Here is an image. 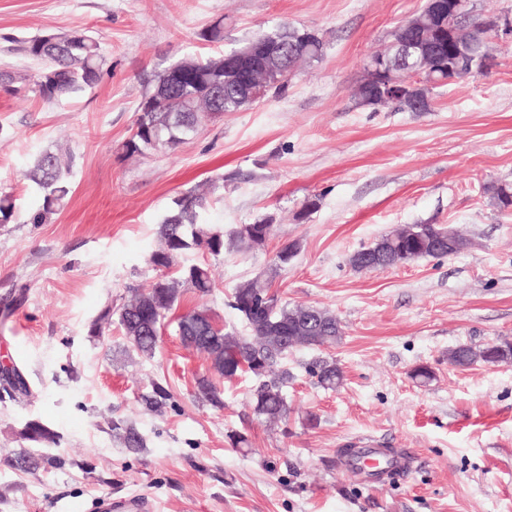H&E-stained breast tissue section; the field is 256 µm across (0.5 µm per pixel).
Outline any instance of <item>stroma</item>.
Instances as JSON below:
<instances>
[{
  "instance_id": "stroma-1",
  "label": "stroma",
  "mask_w": 512,
  "mask_h": 512,
  "mask_svg": "<svg viewBox=\"0 0 512 512\" xmlns=\"http://www.w3.org/2000/svg\"><path fill=\"white\" fill-rule=\"evenodd\" d=\"M424 0H0V70H35L19 41L85 29L105 58L92 89L46 102L0 92V194L18 221L0 224V369L18 367L32 391L20 404L0 393V512H68L107 494L148 498L153 512H512V362L449 364L461 344L512 340V209L493 189L512 183V44L492 66L430 89L431 107L408 112L358 106L364 66ZM224 21V41L200 31ZM278 24L314 30L325 54L290 75L279 94L207 122L171 152L120 159L136 109L156 72L187 54L241 46ZM70 147L73 194L45 224L22 218L40 191L23 173L38 150ZM223 179L203 213L220 225L269 216L264 246L206 263L215 289L185 293L178 312L208 308L227 328L247 326L230 306L235 286L262 274L286 244L300 248L270 289L340 320L343 336L318 354L345 381L320 387L289 353L287 424L253 413L243 375L216 378L223 410L195 397L210 375L168 321L153 357L139 355L119 324L89 327L126 287L151 288L147 258L174 198ZM317 206L303 212L306 199ZM441 224L471 245L444 258L354 270L353 253L396 228ZM428 366L433 379L413 373ZM167 384L163 413L145 410L151 381ZM37 419L58 444L32 446L71 466L30 474L4 465ZM144 438L131 452L111 420ZM244 444L234 445L235 435ZM374 442L403 454L396 475H359L342 448Z\"/></svg>"
}]
</instances>
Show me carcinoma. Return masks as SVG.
<instances>
[{
    "label": "carcinoma",
    "instance_id": "obj_1",
    "mask_svg": "<svg viewBox=\"0 0 512 512\" xmlns=\"http://www.w3.org/2000/svg\"><path fill=\"white\" fill-rule=\"evenodd\" d=\"M202 39L211 43L224 41V20L220 19L201 32ZM68 46L54 54H47L34 37L19 42L17 51L42 63L35 71H0V90L17 93L29 89L42 100L52 102L70 97L94 87L101 79L105 63L99 42L83 30L66 34ZM493 46L479 40L457 61L459 70L469 71L479 58ZM183 73L198 80L195 93L186 94L170 83L167 71L155 75L152 88L146 92L137 110L133 132L123 142L121 150L126 158L143 156L157 150H175L188 136L197 132L204 121L217 119L226 112H237L249 102L226 93L224 105L216 107L208 92L209 79H224V54L202 58L185 55L179 60ZM71 154L59 147L39 150L24 177L42 192L37 210L28 214L25 223L45 224L58 214L72 195L69 179ZM206 194L189 192L175 201L165 214L159 228L162 245L148 258L149 264L160 274L152 288L141 291L127 288L128 297L119 307L118 319L128 343L141 355H154L162 326L169 313L180 302L184 292L209 295L214 280L206 264H185L184 255L207 247L213 257L224 254V248L250 250L259 248L273 235L274 224L263 218L253 224H238L229 230L209 224L202 218ZM17 218L12 196L0 195V224H10ZM444 227L437 224H413L411 231L400 230L382 236L394 239L396 249L390 252L389 265L395 266L437 253L425 248L442 234ZM297 253L294 243L284 245L268 267L269 278H274L290 258ZM269 286L260 278L245 280L233 289L231 307L246 322L249 333L220 327L209 309L190 310L177 318L176 331L183 346L204 355L210 369L217 375L233 379L243 373L252 375L255 385L250 390L254 414L263 422L275 423L288 417V402L284 393L288 369L282 360L295 349L315 350L334 344L343 336L336 315L314 305H294L279 302L271 294L265 301L258 294L268 292ZM512 361V342L498 341L474 347L460 345L448 351V362L459 368L476 363L497 364ZM307 371L326 389H335L343 381V372L336 360L315 357L306 363ZM9 386L25 399L30 390L21 370L15 366L0 373V386ZM197 398L213 408H224L220 388L209 378L197 380ZM171 399L167 386L159 381L142 394V404L160 413ZM112 431L135 451L143 447L141 434L123 421L112 422ZM19 438L36 445L57 443V434L39 420H29L19 431ZM56 456H36L25 450L8 460V465L19 471L35 473L46 465H61Z\"/></svg>",
    "mask_w": 512,
    "mask_h": 512
}]
</instances>
